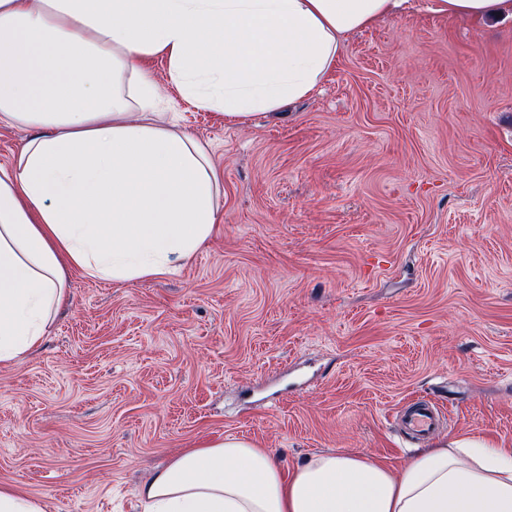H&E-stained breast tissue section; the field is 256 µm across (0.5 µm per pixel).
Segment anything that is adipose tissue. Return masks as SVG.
<instances>
[{"label":"adipose tissue","mask_w":512,"mask_h":512,"mask_svg":"<svg viewBox=\"0 0 512 512\" xmlns=\"http://www.w3.org/2000/svg\"><path fill=\"white\" fill-rule=\"evenodd\" d=\"M409 0H0V125L33 129L0 166V365L37 348L68 298L67 267L125 283L177 272L212 237L207 149L156 110L145 63L228 123L311 96L344 37ZM512 20V0H430ZM142 512H512V448H421L400 469L318 452L283 468L227 436L141 485Z\"/></svg>","instance_id":"obj_1"}]
</instances>
